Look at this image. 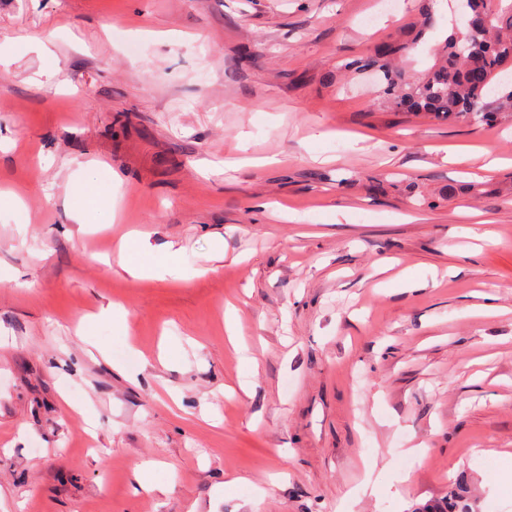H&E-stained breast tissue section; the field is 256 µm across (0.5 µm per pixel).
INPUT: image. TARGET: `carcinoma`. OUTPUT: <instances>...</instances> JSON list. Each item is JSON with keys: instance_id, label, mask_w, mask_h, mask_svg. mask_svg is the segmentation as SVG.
Segmentation results:
<instances>
[{"instance_id": "obj_1", "label": "carcinoma", "mask_w": 512, "mask_h": 512, "mask_svg": "<svg viewBox=\"0 0 512 512\" xmlns=\"http://www.w3.org/2000/svg\"><path fill=\"white\" fill-rule=\"evenodd\" d=\"M427 7L408 38H389L370 50L356 69L377 76V106L395 112L423 113L440 121L473 120L494 125L512 112V90H499L512 71V0H458L459 20L429 48L434 63L416 77L399 64L427 32L437 29L434 5ZM419 512H470L457 491L426 504Z\"/></svg>"}]
</instances>
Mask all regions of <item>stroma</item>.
Segmentation results:
<instances>
[{"label": "stroma", "mask_w": 512, "mask_h": 512, "mask_svg": "<svg viewBox=\"0 0 512 512\" xmlns=\"http://www.w3.org/2000/svg\"><path fill=\"white\" fill-rule=\"evenodd\" d=\"M421 7L0 0V512H512V118L340 71ZM416 512H470V508L464 496L454 491L444 497V500L423 505Z\"/></svg>", "instance_id": "obj_1"}]
</instances>
